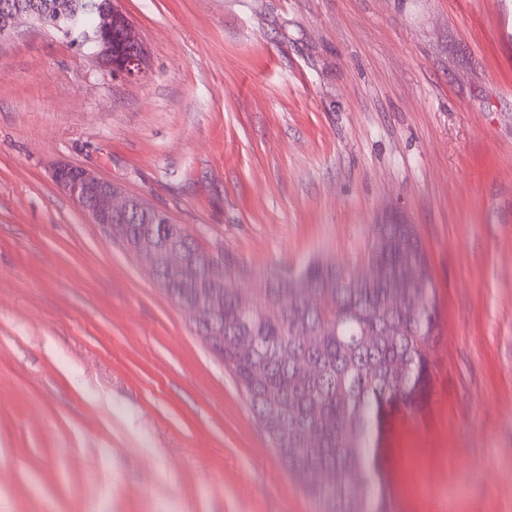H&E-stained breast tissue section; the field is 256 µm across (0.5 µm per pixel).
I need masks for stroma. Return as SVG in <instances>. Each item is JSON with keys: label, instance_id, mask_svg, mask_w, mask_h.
Returning <instances> with one entry per match:
<instances>
[{"label": "stroma", "instance_id": "stroma-1", "mask_svg": "<svg viewBox=\"0 0 512 512\" xmlns=\"http://www.w3.org/2000/svg\"><path fill=\"white\" fill-rule=\"evenodd\" d=\"M115 82L0 39V512H319L241 387L52 180L90 168L253 277L414 225L440 314L390 512H512V0H119Z\"/></svg>", "mask_w": 512, "mask_h": 512}]
</instances>
